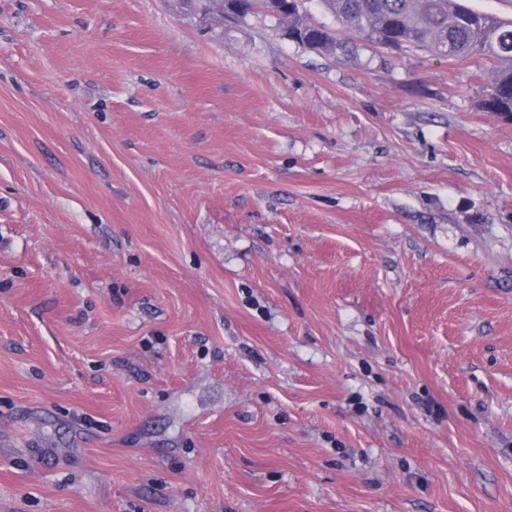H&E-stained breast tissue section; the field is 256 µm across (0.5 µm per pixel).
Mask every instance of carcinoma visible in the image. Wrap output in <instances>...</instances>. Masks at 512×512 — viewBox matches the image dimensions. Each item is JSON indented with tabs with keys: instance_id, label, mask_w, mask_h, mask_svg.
Segmentation results:
<instances>
[{
	"instance_id": "obj_1",
	"label": "carcinoma",
	"mask_w": 512,
	"mask_h": 512,
	"mask_svg": "<svg viewBox=\"0 0 512 512\" xmlns=\"http://www.w3.org/2000/svg\"><path fill=\"white\" fill-rule=\"evenodd\" d=\"M214 28L231 17L227 0H177ZM348 32L383 48L421 49L449 60L478 59L495 64L487 112L512 115V21L476 12L461 0H319ZM257 14L288 30V40L308 49L342 48L333 31L303 14L302 0L287 12L279 0H260Z\"/></svg>"
}]
</instances>
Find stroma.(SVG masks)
I'll return each mask as SVG.
<instances>
[{
	"label": "stroma",
	"mask_w": 512,
	"mask_h": 512,
	"mask_svg": "<svg viewBox=\"0 0 512 512\" xmlns=\"http://www.w3.org/2000/svg\"><path fill=\"white\" fill-rule=\"evenodd\" d=\"M340 39L0 0V512H512V118Z\"/></svg>",
	"instance_id": "35a3bbf8"
}]
</instances>
